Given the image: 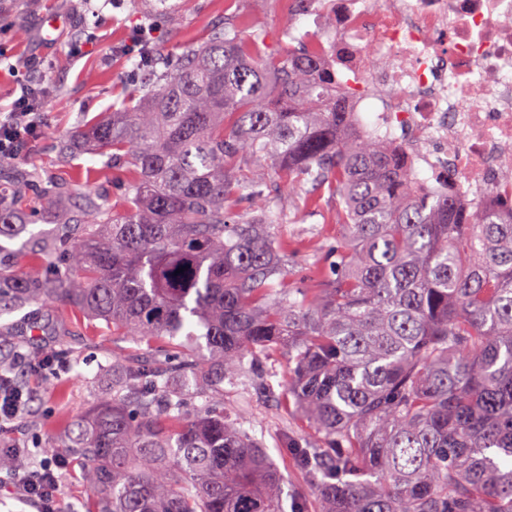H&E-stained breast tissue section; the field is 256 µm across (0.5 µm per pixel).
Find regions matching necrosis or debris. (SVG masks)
Here are the masks:
<instances>
[{
    "label": "necrosis or debris",
    "mask_w": 512,
    "mask_h": 512,
    "mask_svg": "<svg viewBox=\"0 0 512 512\" xmlns=\"http://www.w3.org/2000/svg\"><path fill=\"white\" fill-rule=\"evenodd\" d=\"M360 131L462 209L512 205V0H304Z\"/></svg>",
    "instance_id": "necrosis-or-debris-1"
}]
</instances>
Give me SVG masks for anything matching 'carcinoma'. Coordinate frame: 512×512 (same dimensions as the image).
<instances>
[{
	"label": "carcinoma",
	"mask_w": 512,
	"mask_h": 512,
	"mask_svg": "<svg viewBox=\"0 0 512 512\" xmlns=\"http://www.w3.org/2000/svg\"><path fill=\"white\" fill-rule=\"evenodd\" d=\"M281 37L228 18L146 48L137 105L57 145L132 160L121 199L82 195L73 244L38 242L42 267L0 295V313L55 299L135 345L61 444L92 512H285L284 474L224 409L268 352L312 430L288 453L316 512H512V212L417 194L336 79H313L311 43ZM281 183L297 216L336 200L314 288L289 269ZM23 226L0 201V235Z\"/></svg>",
	"instance_id": "cac0c4a2"
}]
</instances>
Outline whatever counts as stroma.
<instances>
[{
	"instance_id": "1",
	"label": "stroma",
	"mask_w": 512,
	"mask_h": 512,
	"mask_svg": "<svg viewBox=\"0 0 512 512\" xmlns=\"http://www.w3.org/2000/svg\"><path fill=\"white\" fill-rule=\"evenodd\" d=\"M149 7L150 0H119L115 7L107 0H13L9 10L0 12V51L8 56L0 64V107L10 108L25 82L44 90L41 129L22 156L0 163V187L18 198L28 222L18 238L0 240V246L12 253L10 274L19 276L37 267L31 239L59 236L65 211L73 205L68 198L62 209H46L39 188L20 187L17 172L55 177L110 200L118 195L124 170L86 150L59 162L55 145L134 96L137 59L126 55L124 48L141 28ZM237 14L273 38L284 24L304 25L290 0H181L174 18L155 19L152 45L157 52H172L184 38L203 37L212 24ZM49 16L58 17L61 25L46 40L40 29ZM333 207V199L325 197L308 210L302 223L281 224L282 236L301 242L293 262L295 273H304L325 246L335 243L336 227L328 222ZM130 348L103 322L59 303H32L0 315V355L21 351L49 356L60 366L59 374L49 381L34 373L23 378L34 399L16 421L11 437L31 449L33 462L42 460L46 446L64 439L71 424L95 401L100 366L123 358ZM224 407L243 431L268 449L287 476L289 489L305 487L306 480L292 465L286 448L289 440L309 438L305 424L259 390L247 373L238 384L225 386ZM58 498L62 512H90L85 465L79 458H72L70 467L60 471Z\"/></svg>"
}]
</instances>
